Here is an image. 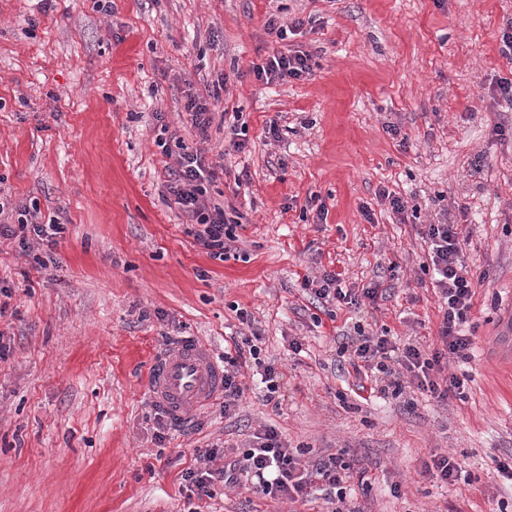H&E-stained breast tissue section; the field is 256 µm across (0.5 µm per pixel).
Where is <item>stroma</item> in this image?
<instances>
[{
	"instance_id": "obj_1",
	"label": "stroma",
	"mask_w": 512,
	"mask_h": 512,
	"mask_svg": "<svg viewBox=\"0 0 512 512\" xmlns=\"http://www.w3.org/2000/svg\"><path fill=\"white\" fill-rule=\"evenodd\" d=\"M272 16L303 25L281 41ZM511 30L512 0H0V195L65 227L51 250L0 239V512H326L243 485L187 500L198 449L269 426L310 460L347 449L368 479L360 512H512L496 471L512 455L498 343L512 318V106L496 92ZM294 50L311 54L310 76L256 79L252 64ZM214 91L204 143L185 104ZM178 139L206 146L207 195L243 224L237 258H209L170 201L163 147ZM441 212L471 230L465 260L489 273L471 358L448 366L469 374L466 396L354 394L336 354L354 324L436 341L417 227ZM326 270L383 288L377 308L314 322L301 283ZM242 310L284 375L281 409L251 381L235 416L215 401L191 413L197 429L158 434L154 356L189 336L223 359ZM444 451L463 479L422 478Z\"/></svg>"
}]
</instances>
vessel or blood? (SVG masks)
Instances as JSON below:
<instances>
[{
  "mask_svg": "<svg viewBox=\"0 0 512 512\" xmlns=\"http://www.w3.org/2000/svg\"><path fill=\"white\" fill-rule=\"evenodd\" d=\"M148 389L157 406L180 420L223 394L224 371L207 344L188 338L154 357Z\"/></svg>",
  "mask_w": 512,
  "mask_h": 512,
  "instance_id": "obj_1",
  "label": "vessel or blood"
}]
</instances>
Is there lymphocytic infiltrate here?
Returning <instances> with one entry per match:
<instances>
[{
  "label": "lymphocytic infiltrate",
  "mask_w": 512,
  "mask_h": 512,
  "mask_svg": "<svg viewBox=\"0 0 512 512\" xmlns=\"http://www.w3.org/2000/svg\"><path fill=\"white\" fill-rule=\"evenodd\" d=\"M310 53L297 51L280 53L254 64L252 71L265 83L285 78L299 79L311 72ZM205 150L181 148L168 171L171 177L169 192L180 211L193 221L189 235L196 244L213 259L228 260L232 245L237 240L236 225L224 219V209L214 204L206 195L203 185ZM64 231L58 221L42 223L37 211L23 209L16 225H0V237H17L20 249L30 247L31 239L47 247L57 245ZM419 236L428 245L426 266L432 271L433 286L444 302L443 315L437 336L439 344L425 349L420 343H397L392 337L376 335L355 325L353 336L341 344L338 354L342 366L350 367L359 380L381 385L383 392L392 397L403 395L405 389L416 388L440 402L451 398H464L468 379L450 373L451 359L469 360L473 340L467 328L468 316L474 305L479 286L487 280V272L472 270L464 258L467 244L458 225L437 221L422 225ZM342 276L330 271L321 277L302 281V286L315 298L320 309L331 305L362 303L376 305L378 288H366L355 293L342 288ZM260 348L251 338L234 343L231 351L224 354V402L225 414L236 411L244 394L240 379L242 369L254 365L266 392L264 400L274 408H281L285 399L283 376L260 356ZM200 467L187 469L183 475V487L187 496L210 498L216 483L236 484L240 475L255 480L257 493L270 498L285 499L293 503L315 501L316 491H324L325 497L336 505L335 512H353L347 497L351 475L340 455L334 454L314 462L302 461L290 451L274 428L257 433L247 448L236 459H227L219 447L199 450Z\"/></svg>",
  "instance_id": "lymphocytic-infiltrate-1"
}]
</instances>
